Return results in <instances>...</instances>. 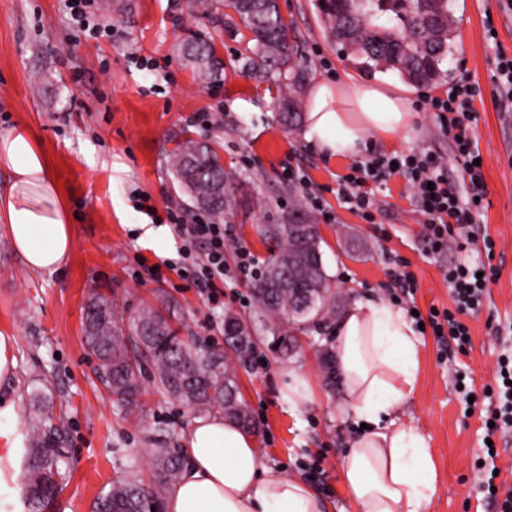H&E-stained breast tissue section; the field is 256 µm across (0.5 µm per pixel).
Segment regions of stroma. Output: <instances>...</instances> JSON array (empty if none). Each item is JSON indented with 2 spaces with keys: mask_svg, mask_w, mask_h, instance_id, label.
<instances>
[{
  "mask_svg": "<svg viewBox=\"0 0 512 512\" xmlns=\"http://www.w3.org/2000/svg\"><path fill=\"white\" fill-rule=\"evenodd\" d=\"M279 11L299 40L307 82L362 81L328 38L315 0H278ZM459 21L456 49L444 63L449 82L466 78L479 85L475 137L487 184V207L475 234L495 243L493 256L482 247L449 246L432 253L424 226L402 177L374 185L383 203L367 223L338 198L337 178L347 159L327 160L304 141L301 130L281 124L279 85L256 83L240 70L249 32L225 20L215 38L224 60L220 82L203 84L186 66L178 46L191 31L209 30L190 17L179 0H102L97 30L75 33L63 0H0V127L28 124L53 164L64 167L71 185L63 198L72 215L73 250L64 267L42 273L24 267L10 238L0 230V332L14 336L16 360L12 424L27 436L37 416L31 396L41 392L53 404L68 468L52 512H91L99 492L113 479L136 470L149 474V434L164 427L179 439L195 414L184 404L156 393L146 397L147 413L125 416L102 385L98 361L85 347L82 318L92 292L108 294L118 310L148 302L170 315L181 335L207 346L224 344V316L253 323L256 304L250 283L225 280L224 307L211 310L200 290L175 273L165 282L135 280L139 259L156 263L175 256V234L153 242L140 239L149 218L132 207L135 193H147L158 210L180 212L194 223L191 207L174 180L169 154L187 137L213 141L240 185L241 203L223 220L236 240L257 260L268 248L262 224H284L294 214L309 215L304 189L320 192L330 221L321 222L325 269L352 300L389 298V270L407 261L415 278L402 307L451 308L444 274L460 263L491 261L498 267L484 305L466 317L472 343L453 360L441 357L432 333L420 335L416 389L399 420L424 437L435 467L436 493L429 512H496L476 479L484 461L485 387L493 385L501 354L512 338L495 335L498 323L512 322V99L501 98L493 82L497 54L512 56V7L506 0H454ZM495 37H488L487 26ZM146 57L149 68L131 64ZM203 112L214 124L197 122ZM432 149L459 178L455 147L433 113L419 112L411 133L385 146L388 154ZM291 165L296 180L285 178ZM258 359L238 370V381L257 426L261 461L299 477L303 466L320 460L332 493L321 494L324 512H355L341 477V460L360 426L344 407L341 380H328L317 350L316 331L300 337L288 359L272 348V337L257 330ZM303 377L296 404L283 395L293 376ZM478 393L466 411L462 388Z\"/></svg>",
  "mask_w": 512,
  "mask_h": 512,
  "instance_id": "obj_1",
  "label": "stroma"
}]
</instances>
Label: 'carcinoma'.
<instances>
[{"label": "carcinoma", "mask_w": 512, "mask_h": 512, "mask_svg": "<svg viewBox=\"0 0 512 512\" xmlns=\"http://www.w3.org/2000/svg\"><path fill=\"white\" fill-rule=\"evenodd\" d=\"M189 12L216 23L224 9L233 10L253 42L242 58L243 72L259 81H279L286 89L281 99V119L292 129L301 126L299 91L305 71L298 60L299 47L290 38L274 0H186ZM322 25L329 36L350 56L361 72H392L416 86L448 78L443 61L454 47L457 19L450 0H318ZM180 52L197 78L216 82L224 76V62L216 56L213 37L196 33L180 46ZM170 166L180 189L191 205L214 219L236 207L237 186L233 175L209 142L187 137L177 142L170 154ZM260 236L270 245L262 277L254 283L258 305L257 321L273 336L276 352L288 357L298 340L299 322L290 310L301 288L324 286L329 310L321 316L327 322L336 309V292L330 277L318 265L320 238L309 233L301 238L286 224H266ZM300 266V278L280 288L267 290L266 275L288 271V260ZM224 332L231 342L234 358L188 336H181L171 321L156 307L143 304L128 316H119L112 300L101 292L86 303L83 335L88 350L99 361V377L128 416L143 412L141 397L150 383L154 392L184 402L197 413L212 411L255 432L249 407L241 396L236 368L248 367L255 352V340L247 326L229 315ZM39 420L29 438L28 487L25 512H46L61 491L64 456L61 434L53 424L46 397L35 395ZM156 428L151 449L153 474L144 480L137 472L112 481L108 491L93 503L92 512H162L168 489L188 465V455L161 439Z\"/></svg>", "instance_id": "1"}]
</instances>
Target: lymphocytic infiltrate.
<instances>
[{"label":"lymphocytic infiltrate","mask_w":512,"mask_h":512,"mask_svg":"<svg viewBox=\"0 0 512 512\" xmlns=\"http://www.w3.org/2000/svg\"><path fill=\"white\" fill-rule=\"evenodd\" d=\"M476 94L474 85L461 80L443 94L421 97L422 105L435 112L440 129L452 135L456 160L467 183L466 193H459L449 181L447 164L439 153L418 150L388 156L372 151L367 160L356 162L349 174L339 177L337 194L344 204L364 221L373 222L380 205L370 190L371 184L394 174L401 175L413 190L433 252H442L452 243L461 248L479 241L486 254H493L492 239L477 240L471 229L476 215L485 207L483 199L487 195L483 169L475 164L479 157L473 135ZM166 219L180 245L176 258L161 260L159 269L151 272V279L159 282L164 271L175 272L186 283L200 288L213 307H223L227 253L235 254L237 274L246 279L255 273L251 252L241 243L228 239L223 225L214 221L188 224L171 209L167 210ZM497 273V268L482 263L449 268L447 280L453 306L445 311L430 309L426 322L433 336L442 343L454 345L457 352H466L471 345V332L464 318L481 310L486 289ZM496 383V389L490 392L495 404L486 414L491 425L486 428L485 437L490 441L512 429V356L500 360Z\"/></svg>","instance_id":"1"}]
</instances>
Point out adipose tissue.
<instances>
[{"label":"adipose tissue","mask_w":512,"mask_h":512,"mask_svg":"<svg viewBox=\"0 0 512 512\" xmlns=\"http://www.w3.org/2000/svg\"><path fill=\"white\" fill-rule=\"evenodd\" d=\"M413 103L391 87L316 81L306 101L303 134L330 158L354 159L376 143L412 129ZM0 227L26 266L54 272L72 248L70 214L50 176L49 160L30 127L0 129ZM335 360L346 406L365 423L342 460V479L356 512H427L436 491L425 440L397 415L414 392L418 338L406 312L381 299L352 304L339 319ZM189 464L168 491L165 512H322L303 479L262 464L257 442L214 413L181 435ZM21 438L0 426V500L16 503Z\"/></svg>","instance_id":"adipose-tissue-1"}]
</instances>
